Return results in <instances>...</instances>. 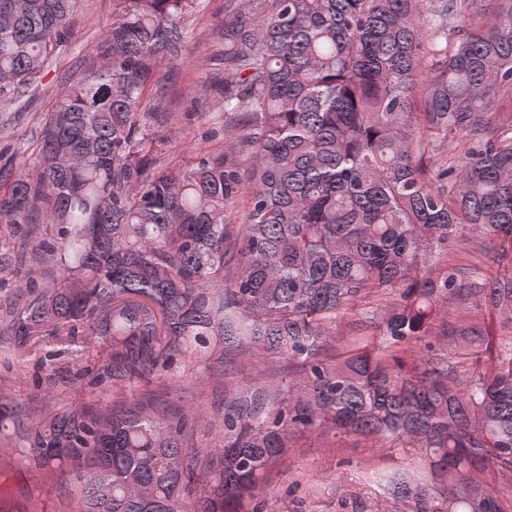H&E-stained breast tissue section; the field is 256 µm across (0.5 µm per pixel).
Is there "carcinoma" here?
I'll use <instances>...</instances> for the list:
<instances>
[{"mask_svg": "<svg viewBox=\"0 0 512 512\" xmlns=\"http://www.w3.org/2000/svg\"><path fill=\"white\" fill-rule=\"evenodd\" d=\"M81 2L0 0V102L32 92ZM116 2L35 160L0 166V224L33 260L9 308L14 346L83 332L102 355L46 356L37 388L90 382L112 398L33 430L0 399V432L41 467L86 469L81 512H185L193 491V512H249L312 431L421 454L434 481L395 484L407 512H512L495 484L512 472V336L470 375L433 344L463 295L511 326L512 272L429 266L465 229L512 245V122L494 119L512 112V0L451 26L448 0H227L213 32L224 68L199 92L245 122L174 168L158 130L176 117L148 89L158 62L186 53L197 0ZM475 134L458 165L424 167L430 146ZM390 293L379 344L320 358L337 321ZM242 359L301 370L286 390L225 382L201 456L186 443L192 407L156 417L133 397L180 364Z\"/></svg>", "mask_w": 512, "mask_h": 512, "instance_id": "carcinoma-1", "label": "carcinoma"}]
</instances>
